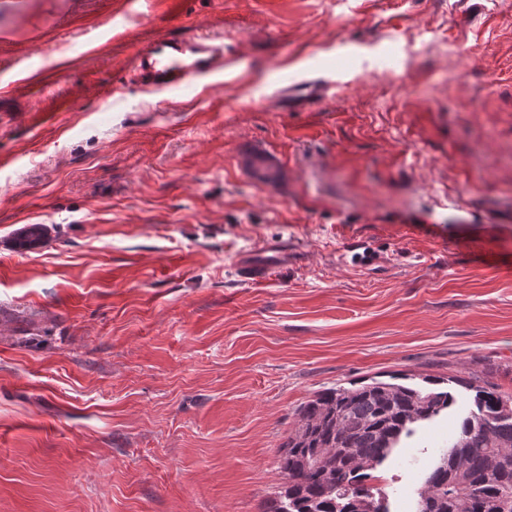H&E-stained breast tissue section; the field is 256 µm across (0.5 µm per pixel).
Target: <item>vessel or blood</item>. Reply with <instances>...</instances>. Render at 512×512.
<instances>
[{
	"instance_id": "b4317fda",
	"label": "vessel or blood",
	"mask_w": 512,
	"mask_h": 512,
	"mask_svg": "<svg viewBox=\"0 0 512 512\" xmlns=\"http://www.w3.org/2000/svg\"><path fill=\"white\" fill-rule=\"evenodd\" d=\"M227 60L222 40L207 34L192 37L163 35L143 46L131 61L129 74L140 87L175 93L223 72ZM324 93L316 79H306L284 88L282 95L289 108L308 107ZM288 256L284 244H269L241 263V275L254 283L265 281L271 268Z\"/></svg>"
}]
</instances>
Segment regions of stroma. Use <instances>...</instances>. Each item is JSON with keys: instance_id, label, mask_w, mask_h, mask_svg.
Returning <instances> with one entry per match:
<instances>
[{"instance_id": "35a3bbf8", "label": "stroma", "mask_w": 512, "mask_h": 512, "mask_svg": "<svg viewBox=\"0 0 512 512\" xmlns=\"http://www.w3.org/2000/svg\"><path fill=\"white\" fill-rule=\"evenodd\" d=\"M200 32L222 74L127 82ZM394 372L469 382L376 471L414 512L512 394V0H0V512H266L300 405ZM226 64L224 42L216 37L163 35L137 52L129 74L146 90L175 93L223 72ZM324 94V86L316 79H306L295 82L284 88L282 95L288 108L300 110L308 107L314 100ZM267 253L272 255L268 256ZM288 256L286 244H269L251 255L248 262H239L243 278L253 283L263 282L268 278L271 268L276 262L284 261Z\"/></svg>"}]
</instances>
